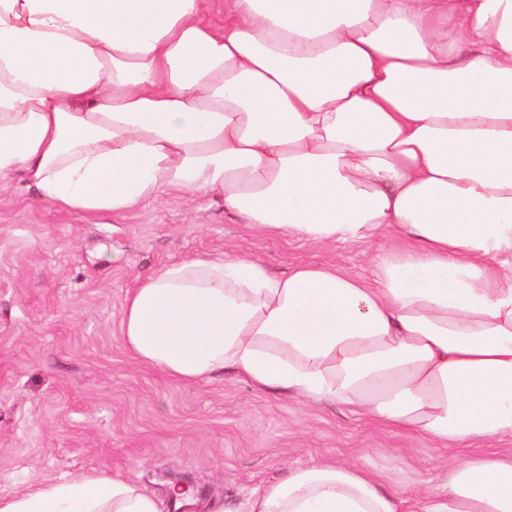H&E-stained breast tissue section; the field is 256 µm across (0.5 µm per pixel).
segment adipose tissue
Returning a JSON list of instances; mask_svg holds the SVG:
<instances>
[{"label":"adipose tissue","mask_w":512,"mask_h":512,"mask_svg":"<svg viewBox=\"0 0 512 512\" xmlns=\"http://www.w3.org/2000/svg\"><path fill=\"white\" fill-rule=\"evenodd\" d=\"M0 0V181L120 215L171 190L313 245L397 240L365 282L194 258L127 298L122 337L183 383L231 370L439 442L512 436V0ZM409 496L289 468L205 512H512V462L446 460ZM82 472L0 512H167Z\"/></svg>","instance_id":"obj_1"}]
</instances>
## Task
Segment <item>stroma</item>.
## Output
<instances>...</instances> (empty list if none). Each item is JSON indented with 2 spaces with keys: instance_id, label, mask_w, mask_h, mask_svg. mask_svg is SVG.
Listing matches in <instances>:
<instances>
[{
  "instance_id": "35a3bbf8",
  "label": "stroma",
  "mask_w": 512,
  "mask_h": 512,
  "mask_svg": "<svg viewBox=\"0 0 512 512\" xmlns=\"http://www.w3.org/2000/svg\"><path fill=\"white\" fill-rule=\"evenodd\" d=\"M389 246L261 233L221 200L175 191L91 215L14 179L0 189V494L108 470L158 493L184 482L200 499L238 502L321 458L355 462L387 490L442 486L439 463L460 446L229 371L179 383L138 363L122 338L126 297L164 265L249 255L277 275L305 262L369 281Z\"/></svg>"
}]
</instances>
